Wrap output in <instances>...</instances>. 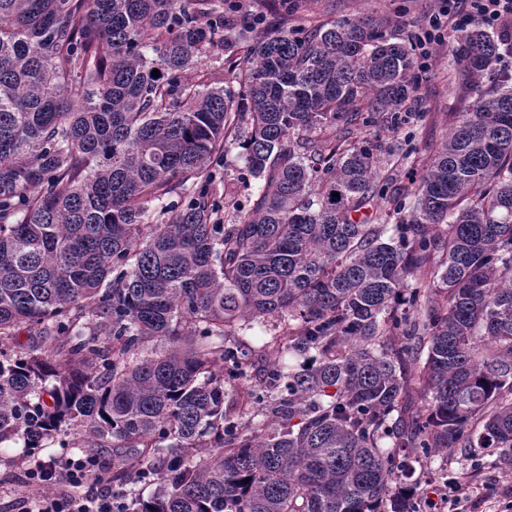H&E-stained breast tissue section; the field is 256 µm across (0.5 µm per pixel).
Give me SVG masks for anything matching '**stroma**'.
Wrapping results in <instances>:
<instances>
[{
    "mask_svg": "<svg viewBox=\"0 0 512 512\" xmlns=\"http://www.w3.org/2000/svg\"><path fill=\"white\" fill-rule=\"evenodd\" d=\"M297 9L284 22L285 29L307 31L342 18L387 17L399 38H409L433 12V0H297ZM415 113L409 124L391 130L381 124L370 128L380 137L410 154L404 164L393 165L394 186L412 196L423 166L437 151L471 101V92L455 66L448 62V46L434 49V61L420 87ZM27 459L19 445L0 444V512H35L39 493L25 480ZM477 488V497L465 512H512V471L500 468L496 455L483 450L468 454L458 449L448 458H428L417 464L412 476L418 484V503L432 493L447 491L457 479Z\"/></svg>",
    "mask_w": 512,
    "mask_h": 512,
    "instance_id": "stroma-1",
    "label": "stroma"
}]
</instances>
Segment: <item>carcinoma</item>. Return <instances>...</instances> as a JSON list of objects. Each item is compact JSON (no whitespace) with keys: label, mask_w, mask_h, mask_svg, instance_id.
Wrapping results in <instances>:
<instances>
[{"label":"carcinoma","mask_w":512,"mask_h":512,"mask_svg":"<svg viewBox=\"0 0 512 512\" xmlns=\"http://www.w3.org/2000/svg\"><path fill=\"white\" fill-rule=\"evenodd\" d=\"M238 8L0 0V340L38 329L0 350V444L114 441L115 479L154 486L117 512H417L423 458L503 448L512 469V81L482 85L499 38L473 22L450 45L475 96L410 204L395 150L349 136L410 111L412 45L366 17L242 51ZM220 52L235 90L188 75ZM230 139L262 184L227 221ZM255 319L283 327L266 394L230 401L251 362L226 328Z\"/></svg>","instance_id":"1"}]
</instances>
